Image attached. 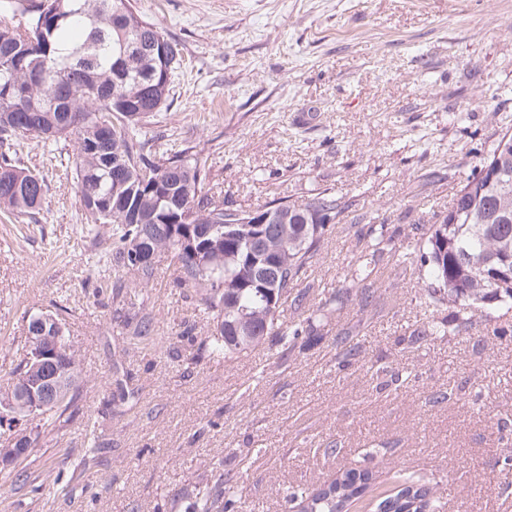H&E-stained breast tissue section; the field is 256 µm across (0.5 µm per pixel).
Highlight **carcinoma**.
I'll list each match as a JSON object with an SVG mask.
<instances>
[{
	"instance_id": "1",
	"label": "carcinoma",
	"mask_w": 512,
	"mask_h": 512,
	"mask_svg": "<svg viewBox=\"0 0 512 512\" xmlns=\"http://www.w3.org/2000/svg\"><path fill=\"white\" fill-rule=\"evenodd\" d=\"M21 14L28 27L0 25V138L32 136L42 140L74 137L73 164L88 222L94 224L102 254L116 267L147 285L155 261L139 255L171 256L178 276L175 287L191 293L213 324L201 344L230 359L271 338L288 350H307L316 340V317L333 308L356 304L360 319H369L375 302L372 284L384 253L397 265L420 260L415 301L425 321L414 325L406 348L449 336L475 332L496 336L503 327L483 321L512 312V279L501 271L512 259V155L491 153L453 198L454 223L436 215L432 224L396 242L383 238L384 225L362 228V249L344 278L322 291L315 309L284 319L283 306L306 279L321 254L326 226L338 224L348 206L326 191L306 201L285 205L288 221L267 225L266 243H249V212L205 190L207 172L186 147L173 154L151 151L143 127L161 110L170 81L163 78L159 48L169 45L157 24L144 19L131 0H0V16ZM44 179L21 166L17 154H0V211L30 215L45 195ZM269 273L274 287L257 273ZM306 293L293 298L301 305ZM455 309L448 321L443 312ZM484 309L485 320L476 318ZM133 334L152 335V319L139 307ZM57 367L35 366L29 356L0 385V410L39 419L41 427L57 426L74 406L80 374L76 351L65 330L57 329ZM338 365L366 361L360 340L336 336ZM59 369V392L36 410L19 389L45 371ZM502 449L504 479L512 478L509 423H496ZM217 471L213 479L181 489L188 512H242V495L232 477ZM375 482L369 469H346L315 488L285 490L293 512H349ZM431 481L404 473L396 486L379 494L378 512H436Z\"/></svg>"
}]
</instances>
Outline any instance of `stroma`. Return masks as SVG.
<instances>
[{"instance_id":"stroma-1","label":"stroma","mask_w":512,"mask_h":512,"mask_svg":"<svg viewBox=\"0 0 512 512\" xmlns=\"http://www.w3.org/2000/svg\"><path fill=\"white\" fill-rule=\"evenodd\" d=\"M177 43L182 62L147 128L157 148H196L212 195L244 211L327 189L353 203L327 225L305 281L309 301L356 254L358 216L385 235L446 211L460 181L512 133V0H135ZM75 140L21 139L22 164L43 176L34 216L0 214V379L25 352L32 316L56 314L80 362L67 422L40 430L0 474V512H185L178 489L230 470L247 512H287L284 488L367 467L376 491L408 469L438 482L442 512H512L494 422L512 420V330L475 347L451 336L400 352L419 319L407 288L381 267L378 317L354 306L301 354L261 345L231 359L199 343L208 314L174 288L170 256L139 296L156 332L132 338L100 260L71 164ZM193 327L196 343L175 332ZM406 374L376 390L362 364L336 368L333 335ZM468 382L442 405L431 391ZM337 440L340 451L318 446ZM448 461L451 471L440 470Z\"/></svg>"}]
</instances>
